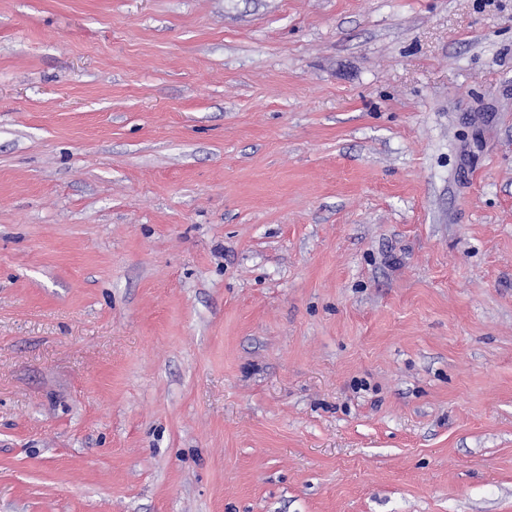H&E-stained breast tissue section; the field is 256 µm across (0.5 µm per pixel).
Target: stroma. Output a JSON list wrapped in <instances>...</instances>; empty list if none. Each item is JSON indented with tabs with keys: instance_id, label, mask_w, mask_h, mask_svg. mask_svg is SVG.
I'll list each match as a JSON object with an SVG mask.
<instances>
[{
	"instance_id": "obj_1",
	"label": "stroma",
	"mask_w": 512,
	"mask_h": 512,
	"mask_svg": "<svg viewBox=\"0 0 512 512\" xmlns=\"http://www.w3.org/2000/svg\"><path fill=\"white\" fill-rule=\"evenodd\" d=\"M0 512H512V0H0Z\"/></svg>"
}]
</instances>
